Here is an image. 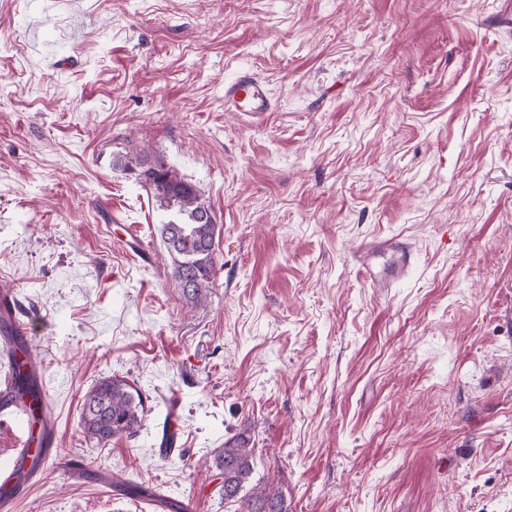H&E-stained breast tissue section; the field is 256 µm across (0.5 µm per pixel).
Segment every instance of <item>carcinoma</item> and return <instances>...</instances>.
<instances>
[{
	"label": "carcinoma",
	"mask_w": 512,
	"mask_h": 512,
	"mask_svg": "<svg viewBox=\"0 0 512 512\" xmlns=\"http://www.w3.org/2000/svg\"><path fill=\"white\" fill-rule=\"evenodd\" d=\"M141 168L147 174L142 179L158 207L172 219L158 225V235L172 262V278L183 295L195 304L202 302L216 274L218 257L215 249L217 224L215 219L204 220L211 211L198 186L180 177L160 158L152 163L131 157L124 163ZM36 368L33 350L27 343L19 345L16 355L17 385L15 398L29 401L31 441H40L36 434L42 422L43 406L37 380L31 370ZM146 399L141 391L127 380L109 377L99 381L84 395L82 427L87 437L99 447L107 446L114 438L135 437L146 416ZM255 451L250 438L240 433L224 442L213 457V467L223 478L224 499L239 500L244 512H288L281 497L267 484L244 489L254 470ZM123 491L146 501L164 512H184L179 503L164 498L150 487L128 482Z\"/></svg>",
	"instance_id": "obj_1"
}]
</instances>
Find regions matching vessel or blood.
I'll return each instance as SVG.
<instances>
[{
	"mask_svg": "<svg viewBox=\"0 0 512 512\" xmlns=\"http://www.w3.org/2000/svg\"><path fill=\"white\" fill-rule=\"evenodd\" d=\"M224 109L236 115L243 123H262L274 109L266 84L255 74L242 71L224 85ZM356 264L371 287L389 289L396 280L414 266L416 254L412 244L404 237L392 236L375 239L359 246ZM29 330L18 317L16 297L0 291V364L13 362L14 343L27 336ZM0 512H12L23 495V484L14 472L0 471Z\"/></svg>",
	"mask_w": 512,
	"mask_h": 512,
	"instance_id": "b4317fda",
	"label": "vessel or blood"
}]
</instances>
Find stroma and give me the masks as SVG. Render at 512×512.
<instances>
[{"mask_svg": "<svg viewBox=\"0 0 512 512\" xmlns=\"http://www.w3.org/2000/svg\"><path fill=\"white\" fill-rule=\"evenodd\" d=\"M132 151L216 215L203 303ZM395 235L417 261L372 288L352 253ZM1 289L57 421L14 512H153L129 480L243 512L208 467L239 433L289 512H512V0H0ZM114 375L149 411L100 448ZM224 109L236 115L243 123H262L274 110L266 84L249 71H241L224 83ZM146 412L141 391L127 380L112 376L85 393L81 423L87 437L102 448L113 438L135 437Z\"/></svg>", "mask_w": 512, "mask_h": 512, "instance_id": "stroma-1", "label": "stroma"}]
</instances>
